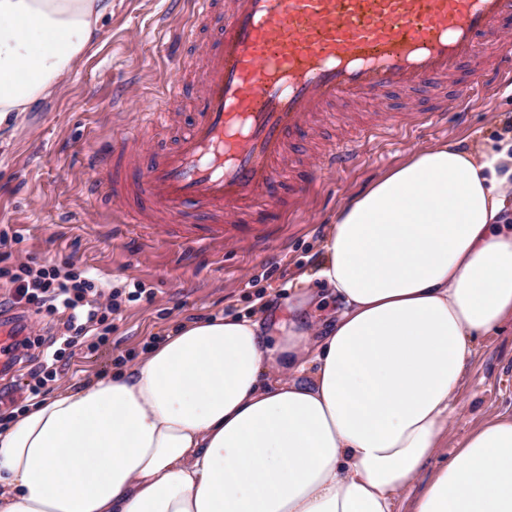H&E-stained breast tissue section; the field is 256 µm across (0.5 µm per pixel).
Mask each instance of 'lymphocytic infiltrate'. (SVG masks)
Instances as JSON below:
<instances>
[{
    "label": "lymphocytic infiltrate",
    "instance_id": "lymphocytic-infiltrate-1",
    "mask_svg": "<svg viewBox=\"0 0 512 512\" xmlns=\"http://www.w3.org/2000/svg\"><path fill=\"white\" fill-rule=\"evenodd\" d=\"M10 281L14 289L8 304L62 318L48 342L26 336L13 339L10 344L9 366L33 361L29 391L38 396L57 377L67 349L80 344L95 351L106 343V336L96 327L105 322L107 308L99 301L98 278L85 272L63 276L53 267L22 265L11 273Z\"/></svg>",
    "mask_w": 512,
    "mask_h": 512
}]
</instances>
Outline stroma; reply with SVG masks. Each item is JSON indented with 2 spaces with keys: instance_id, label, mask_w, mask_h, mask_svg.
<instances>
[{
  "instance_id": "1",
  "label": "stroma",
  "mask_w": 512,
  "mask_h": 512,
  "mask_svg": "<svg viewBox=\"0 0 512 512\" xmlns=\"http://www.w3.org/2000/svg\"><path fill=\"white\" fill-rule=\"evenodd\" d=\"M188 0H112L97 45L54 96L24 113L8 149L0 153V297L8 272L27 264L68 273L90 271L102 300L119 308L105 322L108 343L98 351L68 349L47 394L110 376L137 359L176 325L234 313L256 298L281 307L287 286L321 262V241L339 208L364 193L412 151L450 141L468 148L512 130V86L489 90L465 111L422 120L413 127L366 138L360 159L340 173L318 172L281 222L261 238H228L195 252L180 239L128 224L132 202L91 195V158L115 134L142 131L145 148L176 146L194 118L193 77L183 81L179 123L151 127L146 115L184 58L197 62V43L180 39ZM145 289L139 299L129 292ZM512 414V328L483 337L467 386L436 462L485 421Z\"/></svg>"
}]
</instances>
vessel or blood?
<instances>
[{"label": "vessel or blood", "mask_w": 512, "mask_h": 512, "mask_svg": "<svg viewBox=\"0 0 512 512\" xmlns=\"http://www.w3.org/2000/svg\"><path fill=\"white\" fill-rule=\"evenodd\" d=\"M187 27L205 33L195 120L177 147L144 154L142 136L115 139L93 193L136 197L179 225L196 250L254 237L292 209L310 177L289 163L342 172L373 131L402 127L512 80V0H192ZM376 101L348 135L316 154L311 140L337 108ZM172 86L150 118L172 122Z\"/></svg>", "instance_id": "1"}]
</instances>
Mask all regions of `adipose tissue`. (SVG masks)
<instances>
[{"mask_svg": "<svg viewBox=\"0 0 512 512\" xmlns=\"http://www.w3.org/2000/svg\"><path fill=\"white\" fill-rule=\"evenodd\" d=\"M112 0H0V132ZM289 307L182 324L0 429V512H512V415L428 480L482 336L512 323V132L413 152L337 212ZM422 491H415V484Z\"/></svg>", "mask_w": 512, "mask_h": 512, "instance_id": "obj_1", "label": "adipose tissue"}]
</instances>
